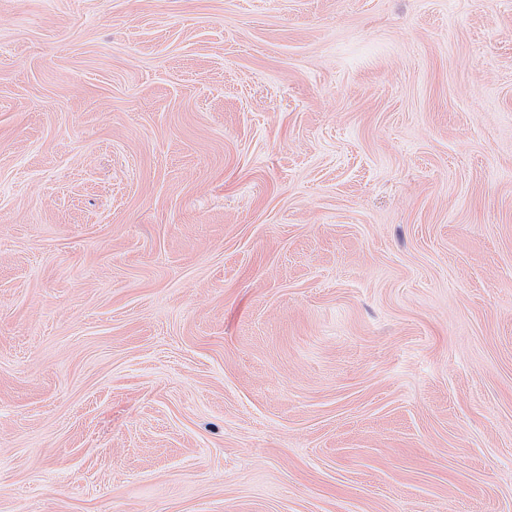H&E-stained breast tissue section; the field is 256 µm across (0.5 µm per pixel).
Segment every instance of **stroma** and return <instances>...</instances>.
<instances>
[{"instance_id": "35a3bbf8", "label": "stroma", "mask_w": 512, "mask_h": 512, "mask_svg": "<svg viewBox=\"0 0 512 512\" xmlns=\"http://www.w3.org/2000/svg\"><path fill=\"white\" fill-rule=\"evenodd\" d=\"M0 512H512V0H0Z\"/></svg>"}]
</instances>
